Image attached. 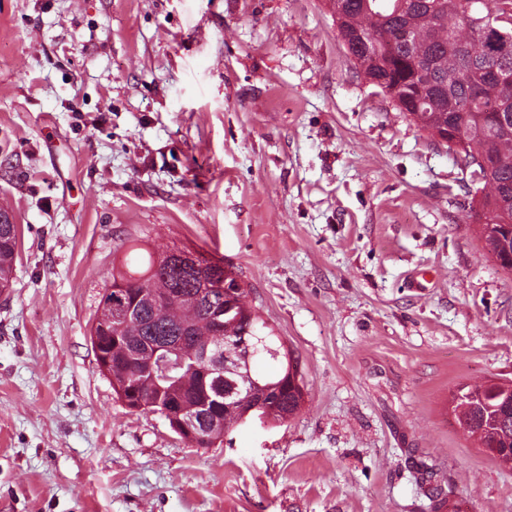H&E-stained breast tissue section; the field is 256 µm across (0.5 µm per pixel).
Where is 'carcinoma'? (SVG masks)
<instances>
[{
	"label": "carcinoma",
	"mask_w": 512,
	"mask_h": 512,
	"mask_svg": "<svg viewBox=\"0 0 512 512\" xmlns=\"http://www.w3.org/2000/svg\"><path fill=\"white\" fill-rule=\"evenodd\" d=\"M330 2L348 52L358 56L366 74L388 78L398 87L406 115L418 127L429 132L452 118L460 131L462 154L476 152L487 158L491 173L477 201L485 218L481 238L493 256L512 250V238L502 227V222L512 220V128L500 129L493 136L480 134L492 126L493 114L512 113V86L486 78L495 71L512 72V0ZM0 218V286L8 287L18 225L6 213ZM138 257L140 263L134 265L131 255H126L121 268L112 273L113 291L101 296L100 314L90 330L99 339L100 352L111 361L115 382L124 380L122 353L127 343L144 351L159 342L217 344L209 310L216 300L215 289L224 286L237 294L238 304L224 317L223 344L245 339L252 346L260 338V352L251 359L262 357L277 365L274 372L257 378L260 388L253 391L252 400L226 406L224 398L211 395L206 388L205 365L179 368L172 356L157 367V382L139 387L136 400L144 402V411H159L176 398L200 401L207 404L205 420H222L226 430L247 415L284 422L298 411L303 400L298 362L247 304L245 289L224 259L178 247L161 253L143 248ZM150 290L168 294L173 301L156 307L144 295ZM123 302L137 304L140 317L110 336L101 326L111 322L113 307ZM495 389L511 392L512 383L505 389L500 383L468 387L469 409L462 410L455 395L451 411L460 427L477 438L484 453L507 466L509 461L501 453L512 448V403L505 395L495 397Z\"/></svg>",
	"instance_id": "carcinoma-1"
}]
</instances>
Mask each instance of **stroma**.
Masks as SVG:
<instances>
[{
	"mask_svg": "<svg viewBox=\"0 0 512 512\" xmlns=\"http://www.w3.org/2000/svg\"><path fill=\"white\" fill-rule=\"evenodd\" d=\"M329 0H0V512H512L448 414L512 381V273L447 146ZM224 259L300 360L287 423L201 448L130 410L90 329L133 243ZM3 222L0 223V286L10 287V279L7 274H12L13 263L16 254L18 240V226L12 218L0 212ZM8 267L5 268L6 264Z\"/></svg>",
	"mask_w": 512,
	"mask_h": 512,
	"instance_id": "stroma-1",
	"label": "stroma"
}]
</instances>
